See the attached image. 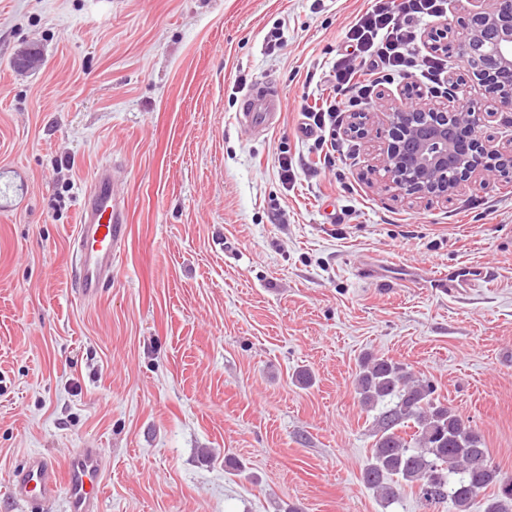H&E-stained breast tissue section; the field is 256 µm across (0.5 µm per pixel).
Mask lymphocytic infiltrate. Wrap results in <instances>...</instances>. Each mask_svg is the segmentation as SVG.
Segmentation results:
<instances>
[{
	"instance_id": "f902f5d3",
	"label": "lymphocytic infiltrate",
	"mask_w": 512,
	"mask_h": 512,
	"mask_svg": "<svg viewBox=\"0 0 512 512\" xmlns=\"http://www.w3.org/2000/svg\"><path fill=\"white\" fill-rule=\"evenodd\" d=\"M445 5L446 0H373L348 31L349 40L355 41L369 62L370 77L357 80V71L350 62L336 65L333 77L347 90L348 100L305 111L307 126L315 134V148H323L328 136L335 134L344 107L361 105L380 84L402 76H414L426 84L438 83L447 67V55L437 51L423 56L413 53L410 23L426 16H442Z\"/></svg>"
}]
</instances>
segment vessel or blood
I'll return each instance as SVG.
<instances>
[{
  "mask_svg": "<svg viewBox=\"0 0 512 512\" xmlns=\"http://www.w3.org/2000/svg\"><path fill=\"white\" fill-rule=\"evenodd\" d=\"M282 110L272 94L248 92L239 114L242 126L251 130L272 128ZM127 215L111 166L98 168L80 203V222L70 243L76 292L85 301L98 297L102 284L112 277V266L126 236ZM104 477L101 449L79 448L66 467L45 455H30L11 478L12 497L27 512H42L45 503L64 495L65 512H99Z\"/></svg>",
  "mask_w": 512,
  "mask_h": 512,
  "instance_id": "b4317fda",
  "label": "vessel or blood"
}]
</instances>
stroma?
Wrapping results in <instances>:
<instances>
[{"label":"stroma","mask_w":512,"mask_h":512,"mask_svg":"<svg viewBox=\"0 0 512 512\" xmlns=\"http://www.w3.org/2000/svg\"><path fill=\"white\" fill-rule=\"evenodd\" d=\"M367 6L0 0V169L23 184L0 211V512L30 453L78 448L104 454L100 512H448L364 485L368 353L430 379L512 474V183L414 200L372 146L319 166L301 134ZM253 88L284 101L264 135L237 122ZM105 163L128 230L86 303L68 249ZM464 265L492 282L437 287Z\"/></svg>","instance_id":"stroma-1"}]
</instances>
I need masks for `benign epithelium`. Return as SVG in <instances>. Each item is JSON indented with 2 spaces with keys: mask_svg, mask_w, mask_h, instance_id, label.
Returning <instances> with one entry per match:
<instances>
[{
  "mask_svg": "<svg viewBox=\"0 0 512 512\" xmlns=\"http://www.w3.org/2000/svg\"><path fill=\"white\" fill-rule=\"evenodd\" d=\"M462 31L445 22L430 30L423 43L448 49L463 73L448 75V99L437 101L422 86H407L405 101L386 95L362 112L351 113L346 133L360 140L374 137L378 116L386 134L375 154L389 184L414 199L448 201L471 178L484 183L512 181V137L496 145L482 135L492 107L512 109V0H468ZM479 87L484 100L459 105Z\"/></svg>",
  "mask_w": 512,
  "mask_h": 512,
  "instance_id": "7a95c632",
  "label": "benign epithelium"
}]
</instances>
